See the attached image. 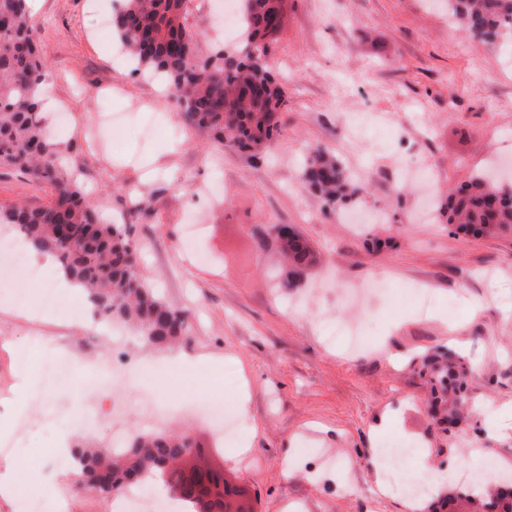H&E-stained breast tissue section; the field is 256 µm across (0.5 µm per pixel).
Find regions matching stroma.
Masks as SVG:
<instances>
[{
	"label": "stroma",
	"instance_id": "obj_1",
	"mask_svg": "<svg viewBox=\"0 0 512 512\" xmlns=\"http://www.w3.org/2000/svg\"><path fill=\"white\" fill-rule=\"evenodd\" d=\"M113 0H33L31 21L46 64L49 109L63 106L57 135L62 161L79 176L89 203L108 221L128 224L140 250L138 272L171 305L188 310L192 331L177 352L199 369L169 371L175 350L131 357L162 367L153 386L130 375L112 387V327L74 312L85 299L57 289L47 316L14 313L0 288V462L13 459L16 491L0 512H113L110 499L78 490L67 458L52 448L60 432L74 443L108 445L152 431L146 411L186 429L205 458L249 495L253 512H437L448 489L436 486L419 508L379 497L372 463L384 443L410 439L438 469L460 474L491 457L512 472V429L484 413L447 432L430 418L425 355L454 348L480 365L470 379L475 404L512 408V232L472 238L451 232L436 208L512 148V42L489 47L452 29L443 0H286L288 25L268 66L288 90L281 136L270 154L199 139L178 103L102 43L101 16ZM188 23L208 53L236 50L212 0H191ZM125 114L130 128L91 153L89 129L100 114ZM322 146L364 188L357 208L382 215L363 227L325 210L301 180L308 147ZM424 163L415 181L401 162ZM221 181L212 200L200 187ZM47 186L0 170V205L45 204ZM204 220L194 248L184 245L190 215ZM256 224H289L319 254L292 293L270 278L275 251L258 250ZM383 279L387 296L364 307L338 305L324 321L318 297L337 281ZM428 288L420 314L405 299ZM366 314L370 337L346 350L336 328ZM77 338V377L49 384L57 352L50 328ZM247 395L244 445L198 423L188 403ZM121 397V420L112 415ZM328 449L326 470L311 448ZM52 475L43 494L34 475Z\"/></svg>",
	"mask_w": 512,
	"mask_h": 512
}]
</instances>
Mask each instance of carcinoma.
Returning <instances> with one entry per match:
<instances>
[{"mask_svg":"<svg viewBox=\"0 0 512 512\" xmlns=\"http://www.w3.org/2000/svg\"><path fill=\"white\" fill-rule=\"evenodd\" d=\"M187 0H124L113 29L137 70L162 79L177 95L185 122L197 134L242 150L270 147L279 139L288 94L255 55L217 53L203 57L187 25ZM448 16L472 38L492 44L512 37V0H448ZM0 168L29 173L52 189L48 204L0 207V224L17 231L38 251L51 253L66 276L87 294L92 312L110 323L134 328L153 346H170L189 335V313L157 296L139 276L137 245L128 224L100 218L87 201L78 177L60 162L59 148L47 135L41 116L44 62L30 23L27 0H0ZM285 27L284 0H244L240 28L256 50H270ZM304 180L329 210L348 205L361 188L328 151H306ZM494 171L480 173L447 204L451 228L475 237L512 231V192L489 182ZM257 248H271L285 260L279 288L301 286L303 272L317 263L308 240L295 228L256 224ZM470 364L449 351L423 364L432 383L431 407L447 430L471 419L467 396ZM196 447L186 431L142 433L123 448L81 444L79 484L104 497H118L132 485L160 479L182 512H203L179 464ZM479 485L464 482L448 496V512L466 503L472 512H512L500 478Z\"/></svg>","mask_w":512,"mask_h":512,"instance_id":"cac0c4a2","label":"carcinoma"}]
</instances>
